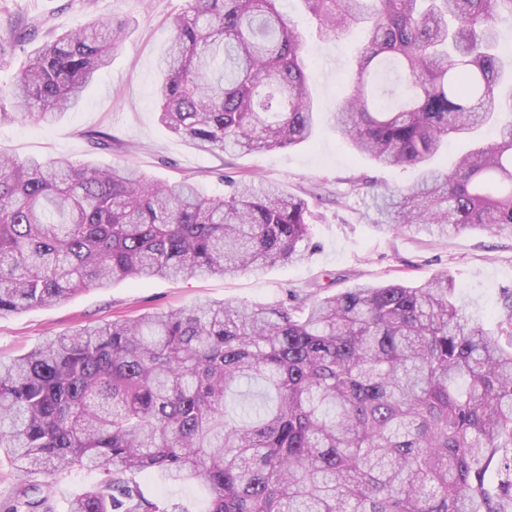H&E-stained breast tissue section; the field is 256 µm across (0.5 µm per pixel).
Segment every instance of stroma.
<instances>
[{"label":"stroma","instance_id":"obj_1","mask_svg":"<svg viewBox=\"0 0 512 512\" xmlns=\"http://www.w3.org/2000/svg\"><path fill=\"white\" fill-rule=\"evenodd\" d=\"M186 6L187 0H0V21L11 20L33 33L32 39L9 45L0 57L4 87L46 37L112 16L127 25L111 67L85 90L79 108L50 126L31 121L0 125V154L65 156L105 165L129 162L168 185L194 179L210 195L227 191L230 178L283 185L309 202L312 251L298 265L278 263L226 279L116 281L58 304L1 315L0 361L33 350L46 337L116 318L202 302L271 306L286 301L292 289L326 297L359 284H421L441 271L454 278L468 311L495 326L507 293H512L511 236L472 230L424 237L407 230L391 233L372 220L373 195L412 184L417 169L379 167L355 156L324 120L314 138L294 148L219 154L199 150L159 122L154 88L169 43L168 20ZM278 8L305 40L312 90L324 111H331L348 91L354 37L318 36L316 20L298 0H279ZM95 130L110 134L111 148L89 139ZM136 481L147 498L181 502L188 512H208V492L199 484H173L158 472Z\"/></svg>","mask_w":512,"mask_h":512}]
</instances>
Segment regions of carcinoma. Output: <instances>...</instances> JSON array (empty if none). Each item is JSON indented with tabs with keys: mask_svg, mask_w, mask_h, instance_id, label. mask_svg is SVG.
<instances>
[{
	"mask_svg": "<svg viewBox=\"0 0 512 512\" xmlns=\"http://www.w3.org/2000/svg\"><path fill=\"white\" fill-rule=\"evenodd\" d=\"M278 0H189L170 22L161 123L207 153L297 146L319 107L304 41ZM320 34H363L329 121L354 153L413 167L373 196L382 228L512 235V0H300ZM126 23L92 21L39 48L0 89V124L51 125L112 63ZM496 139L455 166L450 138ZM208 195L134 166L0 155V315L114 280L233 277L308 256L311 210L280 185ZM444 271L278 306L204 302L50 337L0 364V451L52 489L106 479L67 512H183L139 474L193 481L208 512H512V297L493 328ZM5 512H51L31 496Z\"/></svg>",
	"mask_w": 512,
	"mask_h": 512,
	"instance_id": "1",
	"label": "carcinoma"
}]
</instances>
